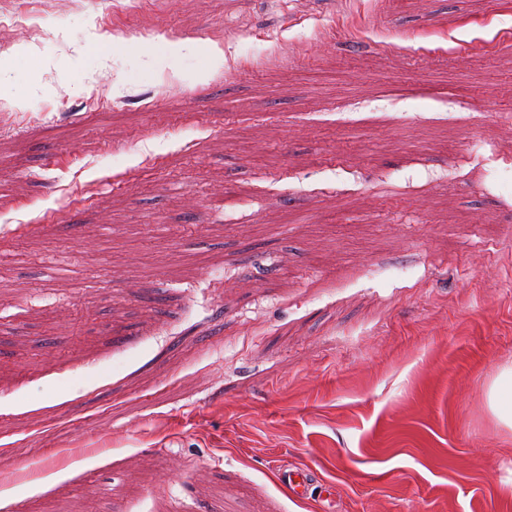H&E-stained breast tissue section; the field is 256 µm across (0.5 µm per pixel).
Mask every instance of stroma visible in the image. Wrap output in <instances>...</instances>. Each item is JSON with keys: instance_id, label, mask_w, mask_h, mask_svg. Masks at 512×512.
<instances>
[{"instance_id": "obj_1", "label": "stroma", "mask_w": 512, "mask_h": 512, "mask_svg": "<svg viewBox=\"0 0 512 512\" xmlns=\"http://www.w3.org/2000/svg\"><path fill=\"white\" fill-rule=\"evenodd\" d=\"M129 2L0 22V512H512V0ZM487 404L491 414L504 427L512 429V370L506 368L487 390ZM280 477L292 495L303 496L310 485L313 484L315 473L308 468H291L288 466L281 470Z\"/></svg>"}]
</instances>
